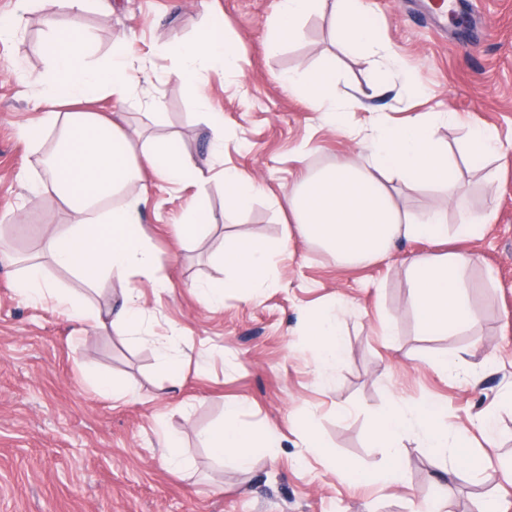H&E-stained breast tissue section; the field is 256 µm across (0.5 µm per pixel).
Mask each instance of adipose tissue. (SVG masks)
Wrapping results in <instances>:
<instances>
[{"label": "adipose tissue", "mask_w": 512, "mask_h": 512, "mask_svg": "<svg viewBox=\"0 0 512 512\" xmlns=\"http://www.w3.org/2000/svg\"><path fill=\"white\" fill-rule=\"evenodd\" d=\"M90 2L17 0V8L23 13L36 3L46 13L63 10L71 16L66 26L52 29L48 36L55 45L50 71L37 81L45 110L22 127L20 136L32 145L50 139L41 158L45 176L37 192L58 198L72 218L66 227L44 233L45 255L90 286L104 276L125 281L123 300L107 314L91 312L66 289L50 281L38 264L26 269L16 289L25 299L55 303L76 322L107 332L140 322L141 296L131 279L149 277L154 272V258L141 225L147 194L145 176L152 174L171 182L190 177L202 190L212 182H221L225 200L232 207L245 204L261 186L252 176L235 169L214 174L213 163L207 158L187 167L172 143L142 139L127 126L122 113L104 117L96 112L56 111V103L63 99L78 102L105 92L124 103L132 96L136 66L124 48L113 50L107 66L90 60V39L79 21ZM323 7L329 8L345 49L366 50L384 74H393L398 59L381 39L368 0H280L276 14L267 23L270 48L278 49L284 41L298 36L302 18ZM174 55L175 76L198 88L202 71L217 66L235 69L239 49L213 23L178 47ZM338 81L332 64L282 79L288 91L305 96L332 125L345 109L344 100L336 94ZM358 147L354 159L317 172H301L288 195V213L299 233L329 249L342 265L386 255L400 239L446 240L452 232L447 211L435 208L425 216H416L397 205L388 186L392 178L407 185H436L448 201H455L456 163L435 140L430 122L375 124L359 139ZM270 250V245L260 239L230 245L223 257L224 280L201 289L202 299L214 305L226 291L251 298L254 290L272 276ZM475 261V255L467 251L420 256L411 261L409 281L414 308L425 331L449 335L469 321L462 290ZM312 332L319 351L316 369L327 371L340 361L344 349L335 315L328 313L315 320ZM415 427L422 432L430 454L453 455L459 470H475L453 420L443 418L435 405L411 412L398 407L380 413L372 433L383 447L394 451L407 431ZM200 437L217 456H231L242 469L249 468L257 456L271 452L273 442L271 432L242 427L235 405L227 406L222 422L203 430Z\"/></svg>", "instance_id": "adipose-tissue-1"}]
</instances>
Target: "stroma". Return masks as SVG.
<instances>
[{
	"instance_id": "stroma-1",
	"label": "stroma",
	"mask_w": 512,
	"mask_h": 512,
	"mask_svg": "<svg viewBox=\"0 0 512 512\" xmlns=\"http://www.w3.org/2000/svg\"><path fill=\"white\" fill-rule=\"evenodd\" d=\"M111 3L110 14L93 8L82 17L93 58L106 62L121 45L147 76L127 107L103 95L89 110L124 111L146 138L176 137L188 161L211 157L215 169L249 174L262 191L235 209L225 206L222 186L211 184L204 204L216 223L183 243L177 226L195 187L147 178L142 226L156 269L136 280L144 310L138 334H99L61 308L24 299L16 278L39 253L43 231L71 221L59 199L34 194L43 175L40 154L18 135L37 115L33 80L48 63L38 45L50 23L67 16L32 9L16 36L0 41V512H419L437 501L471 512L478 500L512 512V0H457L446 14L429 0H374L400 75L415 79L377 98L369 95L376 75L368 60L342 48L328 16L307 17L300 37L273 51L266 22L278 0ZM214 21L239 46L237 70L201 76L212 111L224 115L220 149L194 91L174 76L169 53ZM329 58L339 74L337 94L348 102L336 129L280 82ZM154 101L162 114L156 124L142 114ZM436 112L457 115L434 127L450 155L467 148L463 118L470 113L502 145L500 155L460 167L456 202L436 188L393 185L401 208L420 215L447 208L452 229L465 218L484 225L478 239L448 241L478 258L465 291L472 321L453 335L420 327L409 287V259L435 253L436 245L401 240L385 258L343 267L300 236L283 206L299 169L353 158L357 136L373 120L405 123ZM252 238L274 247L270 283L252 299L228 293L205 305L197 289L223 278L222 251ZM45 271L94 310H107L118 294L110 278L91 288L54 265ZM331 308L345 353L324 381L315 370L310 324ZM159 341L183 356L175 379L158 370ZM460 350L467 353L464 370H431L430 360ZM101 379L134 385L137 393L112 399L99 391ZM232 402L242 405V423L277 433L274 457H259L247 470L215 460L199 438ZM429 402L447 410L469 438L471 455L481 461L477 472L429 456L415 430L400 450L405 478L390 488L340 482L325 460L302 448L309 425L337 461L381 468L387 451L371 435L374 413ZM487 413L496 419L490 440L479 427ZM171 438L184 459L178 470L165 460Z\"/></svg>"
}]
</instances>
